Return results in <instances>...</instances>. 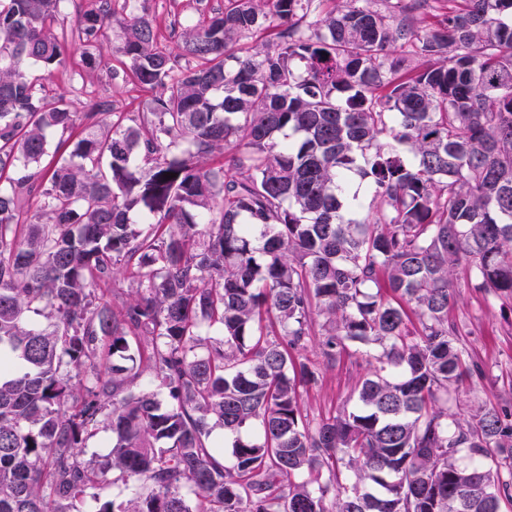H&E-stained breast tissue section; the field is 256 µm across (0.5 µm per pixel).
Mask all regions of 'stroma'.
Here are the masks:
<instances>
[{"instance_id":"35a3bbf8","label":"stroma","mask_w":512,"mask_h":512,"mask_svg":"<svg viewBox=\"0 0 512 512\" xmlns=\"http://www.w3.org/2000/svg\"><path fill=\"white\" fill-rule=\"evenodd\" d=\"M225 4L226 0H135L129 6L125 0H112L116 16H124L131 7L146 15L153 23L159 46L174 54L179 51L182 29L223 10ZM81 53L80 45H72L69 63L46 80V102L62 95L76 112L90 111L100 100L110 102L116 112L134 115L147 111L157 92L123 75L112 38H104L102 62L94 73L81 69ZM472 277L467 267L455 269V302L448 309L449 322L463 330L460 341L466 361L483 371L482 377L458 385V401L452 409L462 415L482 405L512 409V300L485 296L472 288ZM373 352V347L352 344L331 360L325 356L317 335L295 351L297 360L313 365L318 373L317 382L302 390L305 414L320 419L354 405L358 382L367 374Z\"/></svg>"}]
</instances>
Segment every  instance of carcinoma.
Returning <instances> with one entry per match:
<instances>
[{
    "instance_id": "carcinoma-1",
    "label": "carcinoma",
    "mask_w": 512,
    "mask_h": 512,
    "mask_svg": "<svg viewBox=\"0 0 512 512\" xmlns=\"http://www.w3.org/2000/svg\"><path fill=\"white\" fill-rule=\"evenodd\" d=\"M62 2L0 0V512H112V470L148 488L124 512H501L512 412L448 409L482 375L448 307L461 265L512 299V0H445L424 25L429 0H341L307 25L316 0H230L182 31L186 68L95 0L83 68L110 25L131 81L161 89L106 133L107 101L45 103ZM233 142V171L208 164ZM130 266L115 310L100 284ZM316 314L325 354L377 353L357 403L315 421L317 372L290 351ZM112 437V431L101 426L98 433L86 442L84 459L94 464L103 461L111 449L109 446L112 443Z\"/></svg>"
}]
</instances>
